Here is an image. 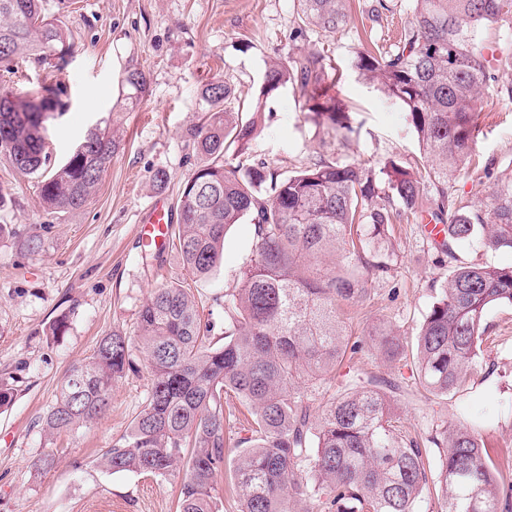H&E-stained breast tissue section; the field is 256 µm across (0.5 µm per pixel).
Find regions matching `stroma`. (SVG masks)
<instances>
[{
	"label": "stroma",
	"instance_id": "stroma-1",
	"mask_svg": "<svg viewBox=\"0 0 512 512\" xmlns=\"http://www.w3.org/2000/svg\"><path fill=\"white\" fill-rule=\"evenodd\" d=\"M409 7L410 0H351L349 23L327 38L300 29L296 0H46L47 13L71 31L74 53L60 71L35 64L15 74L0 71V95L45 81L60 85L66 109L50 124L52 164H63L94 128L114 132L120 148L76 210H46L38 177L0 162V186L11 193L0 206V381L15 389L12 403L0 408V512H176L178 480L113 473L98 464L144 409L147 370L119 379L109 408L90 425L49 438L43 418L69 366L89 358L108 333L134 335L142 305L163 284L184 282L212 341L224 338V295L240 287L254 253L250 221L230 228L221 263L203 280L190 275L175 249L148 255L139 239L152 201L178 206L197 167L193 131L203 121L206 84L226 81L235 102L248 104L268 62L323 53L328 93L347 106L352 133L342 137L318 124L299 87L288 85L268 99L248 158L284 177L320 158L374 168L390 159L420 160L401 105L365 84L354 67L358 51L395 42ZM131 69L146 79L135 95L125 82ZM504 80L498 72L486 83L476 114L477 154L449 183V199L482 206L487 195L475 193L472 182L485 162L499 172L512 169V101L500 93ZM160 171L167 175L162 184L155 181ZM425 224L421 217L397 223L390 274L370 282L363 303L343 307L353 340L379 322L408 337L417 333L448 274V259ZM59 319L66 328L55 337ZM486 321L481 362L452 398L428 394L408 367L369 347L346 356L336 379L396 381L401 419L421 437L438 419H459L475 425L494 461L512 463V305L492 308ZM47 454L56 467L36 470L34 461Z\"/></svg>",
	"mask_w": 512,
	"mask_h": 512
}]
</instances>
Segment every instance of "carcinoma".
I'll return each mask as SVG.
<instances>
[{
    "instance_id": "cac0c4a2",
    "label": "carcinoma",
    "mask_w": 512,
    "mask_h": 512,
    "mask_svg": "<svg viewBox=\"0 0 512 512\" xmlns=\"http://www.w3.org/2000/svg\"><path fill=\"white\" fill-rule=\"evenodd\" d=\"M298 19L326 36L349 21V0H297ZM512 27V0H412L411 16L394 49L357 53L367 83L403 108L423 148L421 163L389 160L316 162L285 178L262 161L232 165L258 126L267 99L287 84L306 96L307 110L338 134L353 131L344 105L327 95V58L307 53L290 64L268 63L259 94L245 109L224 103L231 87L218 80L201 92L207 121L194 133L199 163L181 194L174 246L193 277L219 262L227 231L254 226L255 258L241 287L224 295V343L201 330L198 305L183 285L154 289L142 305L136 336L102 337L88 361L66 371L44 417L54 436L86 426L108 407L112 386L138 370L151 373L143 411L107 449L100 465L114 473L181 476L178 512H223L216 476L224 468V394L247 408L249 434L235 441L231 477L239 512H415L428 484L426 449L394 411L398 385L369 376L335 392L320 416L309 393L331 380L348 345L342 304H359L368 282L392 269L383 251L395 218L423 211L424 185L447 198L448 183L471 163L479 138L475 114L490 69L488 27ZM61 21L44 0H0V67L18 59L58 70L56 50H72ZM60 90L43 85L0 96V161L40 178L47 210H76L89 198L119 149L106 130L89 133L58 167L45 151L48 125L61 110ZM444 225L436 243L448 257V277L414 340L382 325L368 332L382 356L411 360L422 387L446 399L480 362L490 308L512 305V266L457 262L454 244L476 240L512 250V172L495 177L489 203L437 206ZM428 442L445 449L439 465V512H512V492L476 429L458 420L436 425Z\"/></svg>"
}]
</instances>
